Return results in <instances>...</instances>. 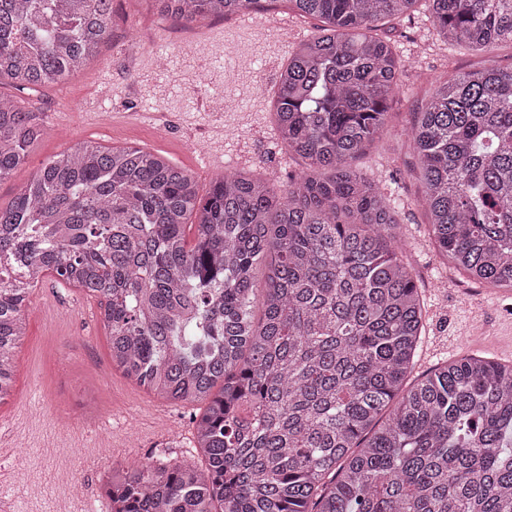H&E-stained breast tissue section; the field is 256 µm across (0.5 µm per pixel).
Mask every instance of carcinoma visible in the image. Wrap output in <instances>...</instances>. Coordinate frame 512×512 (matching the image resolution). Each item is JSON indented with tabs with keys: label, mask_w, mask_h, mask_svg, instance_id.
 Instances as JSON below:
<instances>
[{
	"label": "carcinoma",
	"mask_w": 512,
	"mask_h": 512,
	"mask_svg": "<svg viewBox=\"0 0 512 512\" xmlns=\"http://www.w3.org/2000/svg\"><path fill=\"white\" fill-rule=\"evenodd\" d=\"M159 2L189 23L261 0ZM286 2L322 22L277 80L281 143L306 161L286 189L229 172L201 197L159 155L79 143L0 205V402L27 294L50 272L99 300L124 375L205 404L206 470L131 464L103 487L112 512H512V365L467 357L405 387L424 328L416 275L395 210L352 166L400 93L373 31L416 0ZM431 2L451 45L512 46V0ZM114 24L112 0H0V82H63ZM44 133L42 113L0 93V182ZM410 137L441 253L512 288V67L437 83Z\"/></svg>",
	"instance_id": "1"
}]
</instances>
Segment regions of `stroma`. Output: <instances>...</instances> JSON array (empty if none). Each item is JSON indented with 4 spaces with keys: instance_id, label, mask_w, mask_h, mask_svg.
Listing matches in <instances>:
<instances>
[{
    "instance_id": "1",
    "label": "stroma",
    "mask_w": 512,
    "mask_h": 512,
    "mask_svg": "<svg viewBox=\"0 0 512 512\" xmlns=\"http://www.w3.org/2000/svg\"><path fill=\"white\" fill-rule=\"evenodd\" d=\"M117 25L98 56L65 82L38 93H0L43 113L45 134L0 183L8 203L54 155L91 141L140 147L186 167L207 190L217 176L242 169L283 189L305 168L280 143L274 115L277 80L289 52L317 32V20L287 0H265L245 14L201 25L176 23L157 0H113ZM429 0L379 34L402 61L401 93L386 131L356 160L397 211L404 259L418 274L424 332L409 381L441 363L470 356L512 364V288L470 280L438 250L421 203L422 183L408 130L437 82L473 68L512 65V48H456L430 21ZM206 34L205 61L185 55L183 39ZM14 389L0 402V468L12 512H110L105 475L135 460H187L194 449L191 414L203 404H171L113 367L97 299L46 276L24 308ZM76 480L82 494L56 496Z\"/></svg>"
}]
</instances>
